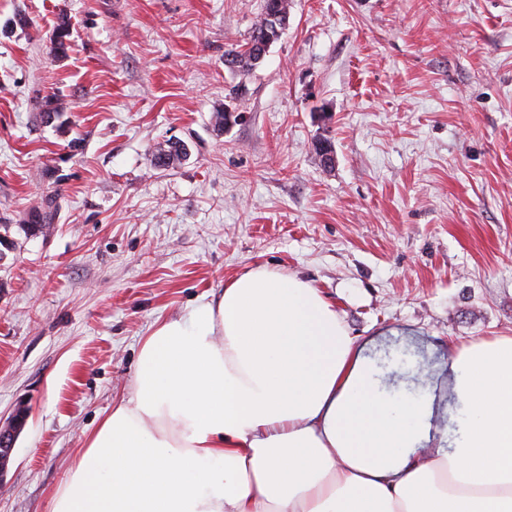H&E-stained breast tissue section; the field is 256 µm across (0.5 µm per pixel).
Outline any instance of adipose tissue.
I'll return each instance as SVG.
<instances>
[{
    "instance_id": "obj_1",
    "label": "adipose tissue",
    "mask_w": 512,
    "mask_h": 512,
    "mask_svg": "<svg viewBox=\"0 0 512 512\" xmlns=\"http://www.w3.org/2000/svg\"><path fill=\"white\" fill-rule=\"evenodd\" d=\"M448 371L466 416L431 453V402L382 393L318 288L255 267L155 325L51 512H512V336Z\"/></svg>"
}]
</instances>
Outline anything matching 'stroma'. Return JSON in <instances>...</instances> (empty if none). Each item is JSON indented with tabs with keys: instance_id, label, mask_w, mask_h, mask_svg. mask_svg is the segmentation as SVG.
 <instances>
[{
	"instance_id": "1",
	"label": "stroma",
	"mask_w": 512,
	"mask_h": 512,
	"mask_svg": "<svg viewBox=\"0 0 512 512\" xmlns=\"http://www.w3.org/2000/svg\"><path fill=\"white\" fill-rule=\"evenodd\" d=\"M289 3L243 80L263 0H0V418L29 410L0 512H51L155 323L254 267L319 288L390 393L512 336V0ZM278 13L288 16V0H264L261 16L255 23L248 40L244 44L231 43L227 45L224 51L225 62L231 65L238 76L248 77L262 61L260 59H263L268 52L274 39L270 34L267 37L268 33H273L270 27L272 21L269 20V17ZM260 45L261 56L259 57ZM227 63H224V66L231 72L226 66ZM186 155L187 151L182 142L173 143L168 140L164 145L157 147L152 156V163L156 168L166 169ZM52 204L53 198H47L43 211H36L31 214L27 220L28 224H20L19 229L25 234V237H36L43 235V229L52 224Z\"/></svg>"
}]
</instances>
